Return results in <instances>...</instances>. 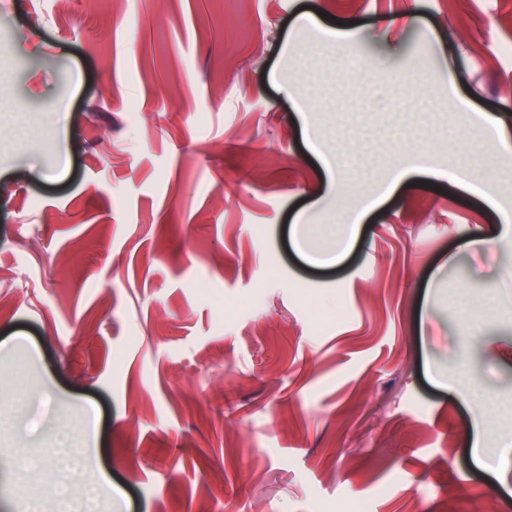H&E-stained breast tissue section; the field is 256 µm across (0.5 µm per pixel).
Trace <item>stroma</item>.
<instances>
[{
	"mask_svg": "<svg viewBox=\"0 0 512 512\" xmlns=\"http://www.w3.org/2000/svg\"><path fill=\"white\" fill-rule=\"evenodd\" d=\"M319 12L354 65L296 27ZM509 43L512 0H0V139L27 119L0 153V512H55L54 434L90 413L93 512H512V155L474 124L512 103ZM462 149L485 195L381 198ZM364 207L339 264L294 247L298 213Z\"/></svg>",
	"mask_w": 512,
	"mask_h": 512,
	"instance_id": "stroma-1",
	"label": "stroma"
}]
</instances>
